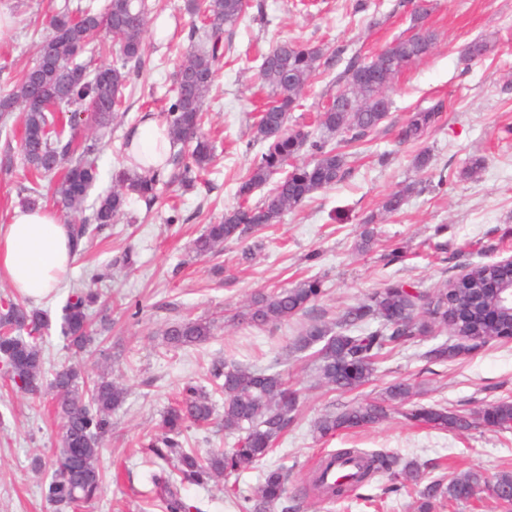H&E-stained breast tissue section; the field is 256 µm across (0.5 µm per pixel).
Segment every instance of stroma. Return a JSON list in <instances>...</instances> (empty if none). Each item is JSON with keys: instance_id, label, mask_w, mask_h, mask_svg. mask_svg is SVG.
<instances>
[{"instance_id": "stroma-1", "label": "stroma", "mask_w": 512, "mask_h": 512, "mask_svg": "<svg viewBox=\"0 0 512 512\" xmlns=\"http://www.w3.org/2000/svg\"><path fill=\"white\" fill-rule=\"evenodd\" d=\"M261 2L263 16L247 15L235 28L232 52L207 101L203 130L215 147L207 171L193 187L160 190L150 203L130 195L124 215L89 232L68 276L38 304L50 322L42 348L45 369L52 372L76 361L60 333L61 308L72 288L93 284L100 298L91 314L103 341L87 375L108 373L128 390L103 440L102 493L80 512H161L152 482L158 468L141 445L183 386H208L212 364L224 360L278 365L300 388L301 398L293 427L257 468L204 487L179 484L181 497L201 512H240L241 496L258 485L263 471L279 465L287 468L288 488L297 494L296 512H416L414 496L406 493L377 502L388 483L384 475L343 501L303 493L317 461L342 448L420 463L437 460L438 469L426 473L431 480L470 469L489 476L512 471V432L486 427L440 432L407 425L396 410L355 434L321 439L315 431L325 414L377 397L402 380L414 386L411 407L442 404L476 415L512 398V340L491 342L444 364L428 362L424 352L453 337L443 329L400 348L369 384L340 393L319 381L311 351L293 348L300 320L261 329L230 320L255 291L316 277L324 293L308 318L332 327L385 282L401 280L432 291L473 265L512 257V0H434L427 19L437 35L432 55L395 78L386 119L352 149L341 181L285 212L278 224L246 234L243 243L198 258L193 240L235 206L239 179L264 150L252 143L250 132L262 52L287 39L343 50L344 60L325 68L291 114V123L309 125L318 106L335 94L346 58L376 53L411 26L409 0H375L365 12L355 11V0ZM67 3L79 0H0V15L9 20L0 30V83L34 65L49 33L48 14ZM147 3L145 70L125 90L126 116L96 132L103 145L97 195L111 189L125 162L129 129L147 112L164 120L172 75L191 32L203 28L201 19L184 11L183 0ZM477 38L488 41V53L465 61L466 46ZM436 104L441 107L436 126L420 141L399 143L409 115ZM423 151L430 164L421 170L415 158ZM475 158L482 159L481 170L464 176ZM408 184L414 191L401 211L382 213L384 197ZM372 216L377 241L362 253L356 248L359 233ZM247 245L254 256L245 263L240 256ZM184 318L213 321L211 338L197 346H167L165 329ZM55 405L50 393L25 395L0 380V512H51L46 499L51 470L33 468L32 460L48 457L58 445Z\"/></svg>"}]
</instances>
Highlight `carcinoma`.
Listing matches in <instances>:
<instances>
[{
  "label": "carcinoma",
  "mask_w": 512,
  "mask_h": 512,
  "mask_svg": "<svg viewBox=\"0 0 512 512\" xmlns=\"http://www.w3.org/2000/svg\"><path fill=\"white\" fill-rule=\"evenodd\" d=\"M248 8L245 0H185L186 12L203 14L207 24L203 45L190 47L174 72L173 102L166 123L173 145L191 147V162H184L178 152L168 161L169 169L162 166L144 173L134 168L120 169L115 185L97 197L89 216L84 215L85 202L99 177L101 152L100 142L91 130L106 127L118 117L125 103L124 90L132 75L143 67L148 5L146 0H108L103 11L89 4L75 17L65 5L50 16L51 35L40 44L36 63L17 74L11 87L0 94V133L5 134L7 142L19 136L25 176L37 180L63 171L51 188V197L57 211L73 218L75 245L87 236L89 225L101 228L124 214L129 194L150 202L155 200L159 185L192 186L196 173L212 162V147L202 132L205 104L221 60L231 49L233 30ZM432 9L431 2L414 7L411 34L393 40L368 59L353 56L347 61L335 95L317 115V134L291 127L288 120L319 75L322 49L284 40L262 55L260 80L267 90V101L251 124V134L253 141L268 147L237 183L238 205L226 211L222 221L207 225L193 241L195 256H207L226 243L240 240L251 229L278 223L285 212L343 178L346 153L333 140L338 138L343 146L350 147L363 141L385 120L387 110L382 101L390 93L394 79L433 52L437 36L426 25ZM102 25L111 29L119 57L114 63L91 70L78 58L98 51L93 35ZM488 50L486 40L476 39L465 49V59L479 60ZM16 111L22 112L17 132L7 124ZM439 112L436 106L412 112L399 140L420 139L438 122ZM63 124L73 131H87L81 149H76L71 140L62 143L57 128ZM302 150L311 155V160L293 161ZM287 162L291 163L287 175L257 202H251L254 192ZM407 193L405 188L388 194L382 210L387 214L399 212ZM507 274L495 264H477L463 278L433 293L406 282L389 281L349 307L336 322L339 331L311 322L298 332L294 345L300 350L317 347L316 369L325 386L353 391L373 380L385 354L433 332L438 325L448 324V309L453 307L458 316L451 326L461 341L444 342L425 352L429 362L445 363L492 341L512 338V320L505 315L493 323L487 313L493 301L488 286ZM321 294L322 282L318 278L301 280L289 288L258 291L237 318L251 326L282 324L306 313ZM96 300L97 293L92 289L75 288L62 307L61 334L78 355L92 353L95 336L88 310ZM369 319L378 321L379 326L374 330L362 328ZM47 328L46 315L22 301L10 300L0 306V358L5 381L12 390L25 394L42 391L45 370L41 344ZM212 334L211 321L189 318L169 328L165 336L171 346L180 348L201 344ZM210 376L224 394V414L219 425L227 434H239L237 447L205 456L185 449L181 441L184 430L192 424L209 423L215 414L209 393L201 386L186 385L181 399L162 415L159 430L145 444L150 457L173 463V470L162 467L153 480L165 512L194 509L179 496L178 482L206 485L215 478L253 468L273 451L294 422L299 392L288 385L282 371L272 366L249 368L224 362L213 365ZM49 389L57 396L61 435L59 447L50 456L48 500L59 512H75L101 492L100 449L112 431V410L124 402L126 389L104 376L88 386L81 371L73 366L57 370ZM413 390L410 382L393 384L376 400L325 415L316 424V432L326 437L373 427L389 417L394 405L408 402ZM402 416L441 431H463L474 424L471 417L438 404L413 408ZM479 421L501 432H512V400L488 405ZM341 459L355 463L356 470L327 482L326 474ZM424 473V465L403 463L393 454L344 448L321 458L309 473L305 490L330 500L348 499L376 476L386 474L393 484L385 492L404 489L414 493L417 512H431L438 500L467 502L476 491L496 503L512 494V471L488 476L469 470L447 482L435 479L425 485ZM287 481L288 473L281 467L265 471L254 493L243 497L250 512H271V507L285 498Z\"/></svg>",
  "instance_id": "cac0c4a2"
}]
</instances>
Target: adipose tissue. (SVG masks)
<instances>
[{"mask_svg": "<svg viewBox=\"0 0 512 512\" xmlns=\"http://www.w3.org/2000/svg\"><path fill=\"white\" fill-rule=\"evenodd\" d=\"M142 170L164 165L173 151L166 125L145 117L129 134ZM76 259L71 227L52 211L15 208L0 225V276L32 302L57 288Z\"/></svg>", "mask_w": 512, "mask_h": 512, "instance_id": "1", "label": "adipose tissue"}]
</instances>
